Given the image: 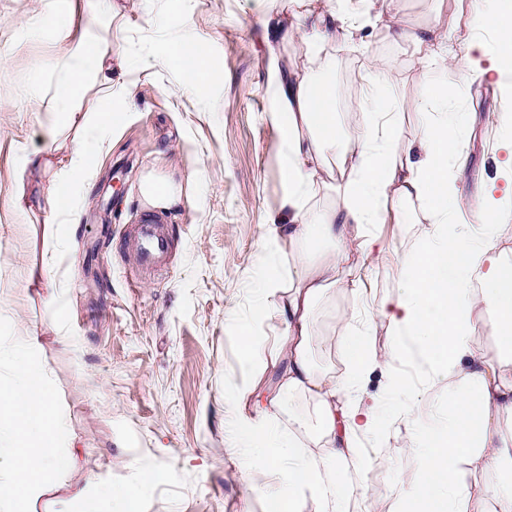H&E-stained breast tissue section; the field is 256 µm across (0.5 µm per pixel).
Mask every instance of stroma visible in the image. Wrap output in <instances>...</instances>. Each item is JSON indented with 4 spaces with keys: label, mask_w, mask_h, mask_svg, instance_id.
<instances>
[{
    "label": "stroma",
    "mask_w": 512,
    "mask_h": 512,
    "mask_svg": "<svg viewBox=\"0 0 512 512\" xmlns=\"http://www.w3.org/2000/svg\"><path fill=\"white\" fill-rule=\"evenodd\" d=\"M455 0H404L405 28L432 22L448 31L465 57L473 37L452 21ZM270 0H0V316L15 336L30 337L54 380L64 408L67 440L77 470L50 495L66 512L70 486L94 481L120 496L139 488V512H269L273 476L255 483L250 463L232 446L235 408L229 385L244 383L238 325L256 296V273L287 262L270 225L286 223L284 146L269 120L275 101L272 65L260 20ZM95 35L112 43L120 85L121 119L104 139L93 176L80 187L76 217L45 221L53 170L23 169L19 143L41 148V126L29 93L48 88L72 42ZM365 50L334 45L337 85L358 89L366 54L399 64L391 94L402 106V139L419 135L417 104L425 87L410 46L394 42L384 25L366 28ZM183 40L197 42L222 80L202 94L181 91L172 59ZM455 133L467 141L457 182L462 213L473 218L483 192L498 180L512 138V95L494 76L476 79L459 104ZM172 183L180 201L165 210L174 246L157 269L139 265L130 248L133 228L152 208L145 178ZM33 204L12 206L18 180ZM55 296H48L47 283ZM350 293L322 301L310 344L315 364L343 371L341 326L360 309ZM283 325L269 314L258 328V358L281 359ZM372 457L345 512L363 501L395 512L398 485L413 469L410 451L368 440ZM161 472L144 486L143 471Z\"/></svg>",
    "instance_id": "1"
}]
</instances>
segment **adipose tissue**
Here are the masks:
<instances>
[{
  "mask_svg": "<svg viewBox=\"0 0 512 512\" xmlns=\"http://www.w3.org/2000/svg\"><path fill=\"white\" fill-rule=\"evenodd\" d=\"M401 2L298 0L291 20L277 9L261 21L277 43L304 46L303 66L274 64L276 109L269 115L283 133L290 213L288 223L273 226L271 234L273 242L291 249L292 262L286 267L269 262L259 274L252 317L239 325L240 363L248 381L231 386L227 398L238 408L239 448L258 474L278 475L275 512H301L309 497L318 500L319 512H342L354 492L346 474L369 463L364 442L371 437L383 447L396 442L414 454V481L400 486L405 512H512V225L502 221L512 211V156L500 164L504 186L488 185L474 223L464 224L454 165L465 151L448 135L459 120L457 102L473 79L512 67V7L486 0L471 16L470 27L491 29L494 39L473 40L461 65L446 46L447 33L399 26ZM381 21L391 37L414 45L422 70L435 67L446 76L418 104L421 135L414 145L401 144L402 117L386 98L396 64L371 61L364 67L355 100L359 129L352 134L338 110L344 92L325 79L332 44L361 43L365 27ZM111 52V44L94 36L70 44L69 64L51 95L33 99L34 111L56 117L43 129L48 142H55L62 125L80 132L59 162L48 222L72 213L74 189L92 176L104 134L116 118L106 63ZM173 55L185 90L199 92L217 80L195 42L177 43ZM91 85L101 92L92 117L74 108ZM332 181L339 202L312 206L318 188ZM412 204L427 214L429 224L420 230L421 243L396 257L402 274L397 290L378 302L375 313L348 319L344 376L318 368L308 351L316 305L341 288L366 296L355 254L381 260L387 251L364 230L390 223ZM272 311L284 322L279 341L286 364L265 404L246 411L242 405L262 375L254 366V322ZM483 319L496 340L491 354L474 336L475 323ZM379 321L393 336L384 358L372 345ZM383 364L402 404L382 408L366 401L365 383ZM432 389L440 391V399L420 406ZM295 396L314 403L315 433H308L302 418L283 416L286 399ZM485 466L497 479L475 487L470 474Z\"/></svg>",
  "mask_w": 512,
  "mask_h": 512,
  "instance_id": "adipose-tissue-1",
  "label": "adipose tissue"
}]
</instances>
